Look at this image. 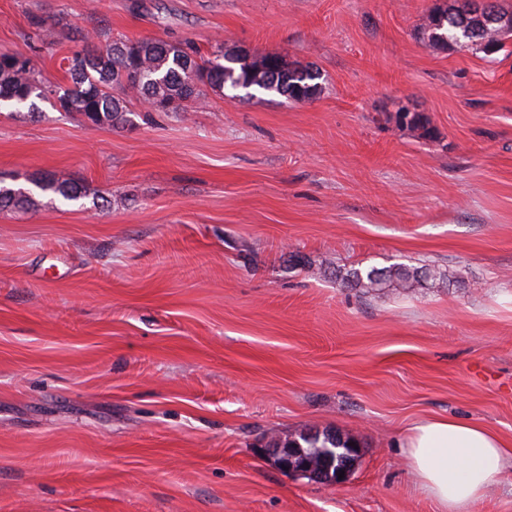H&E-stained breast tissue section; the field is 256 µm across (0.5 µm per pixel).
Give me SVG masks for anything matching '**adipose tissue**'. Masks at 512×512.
Wrapping results in <instances>:
<instances>
[{"label":"adipose tissue","instance_id":"1","mask_svg":"<svg viewBox=\"0 0 512 512\" xmlns=\"http://www.w3.org/2000/svg\"><path fill=\"white\" fill-rule=\"evenodd\" d=\"M405 459L442 512H468L496 483L512 445L456 417L417 421L404 439Z\"/></svg>","mask_w":512,"mask_h":512}]
</instances>
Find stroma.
<instances>
[{
    "instance_id": "1",
    "label": "stroma",
    "mask_w": 512,
    "mask_h": 512,
    "mask_svg": "<svg viewBox=\"0 0 512 512\" xmlns=\"http://www.w3.org/2000/svg\"><path fill=\"white\" fill-rule=\"evenodd\" d=\"M451 2L0 0V54L54 85L80 31L322 74L307 101L211 93L178 115L128 93L122 128L0 108L1 181L85 191L0 210V512H439L409 426L512 444V43L421 40ZM394 264L451 278L342 281ZM326 430L359 446L344 482L258 453ZM40 190H53L66 200H76L82 195V189L68 179L50 178L35 181Z\"/></svg>"
}]
</instances>
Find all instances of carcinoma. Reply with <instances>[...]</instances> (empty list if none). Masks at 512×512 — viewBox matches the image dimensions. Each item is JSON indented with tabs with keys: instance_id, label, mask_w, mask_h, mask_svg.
<instances>
[{
	"instance_id": "cac0c4a2",
	"label": "carcinoma",
	"mask_w": 512,
	"mask_h": 512,
	"mask_svg": "<svg viewBox=\"0 0 512 512\" xmlns=\"http://www.w3.org/2000/svg\"><path fill=\"white\" fill-rule=\"evenodd\" d=\"M422 38L436 47L477 48L493 54L512 33V12L500 0H487V14L480 16L470 8V0H454L448 8H436L427 15L419 30ZM82 48L63 58L70 86H52L42 80L31 58L14 64L15 55H0V106H28L37 110L36 101L55 97L66 112L85 115L94 124L119 126L129 123L123 99L112 89H131L156 112H183L186 103L196 102L207 92L226 89L258 88L285 98L305 101L322 89L321 73L311 66H294L279 55H251L219 47L212 59L197 60L189 44L149 39L114 40L101 49L93 37L80 34ZM40 190H52L66 200H76L82 189L68 179L36 181ZM32 195L23 188L0 185V210L25 208ZM441 272L432 266L413 270L393 265L349 270L344 282L370 293L387 282L410 288L422 280H435ZM349 440L332 432L302 434L289 446L303 448L315 466L325 467L324 448H343Z\"/></svg>"
}]
</instances>
